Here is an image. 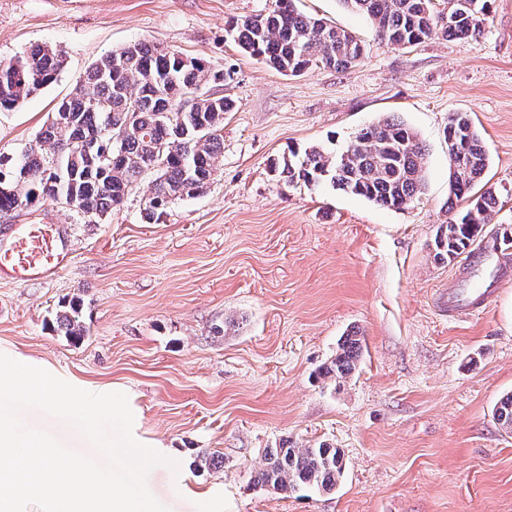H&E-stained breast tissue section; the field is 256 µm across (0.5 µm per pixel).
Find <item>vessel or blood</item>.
I'll return each instance as SVG.
<instances>
[{"label": "vessel or blood", "mask_w": 512, "mask_h": 512, "mask_svg": "<svg viewBox=\"0 0 512 512\" xmlns=\"http://www.w3.org/2000/svg\"><path fill=\"white\" fill-rule=\"evenodd\" d=\"M61 224H18L0 238V280H47L69 267L73 253Z\"/></svg>", "instance_id": "1"}]
</instances>
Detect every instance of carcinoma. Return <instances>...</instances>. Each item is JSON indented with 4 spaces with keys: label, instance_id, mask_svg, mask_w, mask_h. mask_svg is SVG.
Masks as SVG:
<instances>
[{
    "label": "carcinoma",
    "instance_id": "cac0c4a2",
    "mask_svg": "<svg viewBox=\"0 0 512 512\" xmlns=\"http://www.w3.org/2000/svg\"><path fill=\"white\" fill-rule=\"evenodd\" d=\"M476 2L471 9L468 3ZM367 17L387 43L409 47L439 31L450 39L479 42L492 0H448L449 18L437 0H341ZM227 33L242 52L292 76L322 65L346 68L363 47L348 31L304 15L294 0H274L265 14L227 23ZM62 55L34 45L0 60V111L12 110L38 89L53 83ZM233 79L200 59H188L155 44L135 43L95 60L70 95L51 113L34 146L0 155V213L37 201L70 203L91 220L108 217L133 186L153 175L144 218L151 222L173 201L199 193L217 170L224 153V113L235 101L214 91ZM446 139L451 160L448 205H463L456 220L442 224L445 248L435 259L451 263L481 237L499 205L490 189L473 194L488 156L467 114L449 116ZM423 147L404 123L385 118L363 128L338 154L319 146L303 159L284 163L288 182L314 185L328 180L338 189L383 207L402 209L422 191ZM57 329L73 342L88 334L81 300L74 297L57 314ZM361 338L350 334L321 376L340 381L354 370ZM498 423L512 430V394L495 408ZM344 471V453L319 443L299 448L282 444L265 451V465L254 483L293 493L311 489L329 493Z\"/></svg>",
    "mask_w": 512,
    "mask_h": 512
}]
</instances>
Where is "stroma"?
Listing matches in <instances>:
<instances>
[{"label":"stroma","instance_id":"1","mask_svg":"<svg viewBox=\"0 0 512 512\" xmlns=\"http://www.w3.org/2000/svg\"><path fill=\"white\" fill-rule=\"evenodd\" d=\"M272 0H0V59L46 44L65 59L57 80L0 112V153L35 143L54 106L103 54L150 42L232 71L224 155L196 196L142 217L143 178L95 223L60 204L0 214L65 224L73 264L47 281H0V353L92 393L119 391L135 438L180 464L148 475L169 512H512V431L494 418L512 391V254L477 266L434 259L448 207V116L464 112L488 153L485 187L499 210L484 244L512 225V0H493L480 42L434 33L410 47L381 40L341 0L298 11L351 32L346 69L281 74L242 53L227 23ZM394 117L424 144V188L382 208L323 181L289 184L273 164L320 145L341 151ZM489 291L485 310L449 314L448 294ZM82 300L89 328H55ZM362 353L347 379L320 377L343 336ZM23 422L65 447L94 450L68 422L37 409ZM287 443L342 449L334 491L256 486L264 451ZM210 451L216 467H198ZM64 304L67 310L57 314V329L64 332V335L73 342H80L88 334L87 327L81 319V300L79 297H73L68 301V306L66 302Z\"/></svg>","mask_w":512,"mask_h":512}]
</instances>
